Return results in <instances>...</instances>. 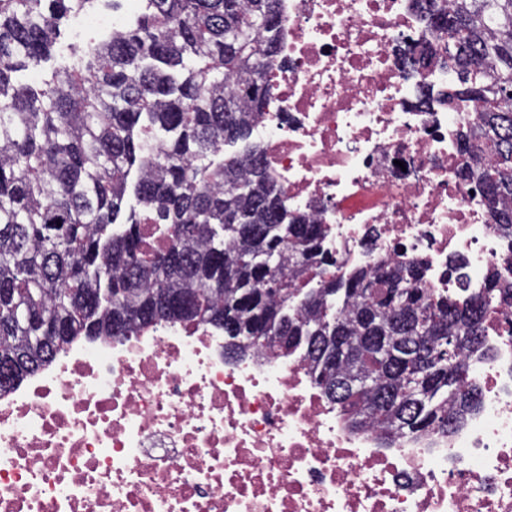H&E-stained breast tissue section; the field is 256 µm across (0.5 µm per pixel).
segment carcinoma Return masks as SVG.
I'll return each instance as SVG.
<instances>
[{
  "label": "carcinoma",
  "instance_id": "1",
  "mask_svg": "<svg viewBox=\"0 0 512 512\" xmlns=\"http://www.w3.org/2000/svg\"><path fill=\"white\" fill-rule=\"evenodd\" d=\"M102 0H0V395L84 336L169 322L224 330V357L304 351L352 430L447 431L480 399L464 351L491 300L434 295L383 264L299 288L325 230L288 212L250 138L278 54L279 0H140L127 27L47 77L60 22ZM491 216L512 228V0H428ZM150 140L158 149L146 152ZM164 225L148 254L140 225ZM370 379L365 390L357 385Z\"/></svg>",
  "mask_w": 512,
  "mask_h": 512
}]
</instances>
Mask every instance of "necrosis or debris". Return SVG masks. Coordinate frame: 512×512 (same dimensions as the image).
<instances>
[{"mask_svg": "<svg viewBox=\"0 0 512 512\" xmlns=\"http://www.w3.org/2000/svg\"><path fill=\"white\" fill-rule=\"evenodd\" d=\"M279 6L250 143L324 225L331 273L411 267L442 295L512 274V233L459 175L475 112L421 102L453 75L415 0ZM483 327L462 356L478 408L388 440L345 426L300 351L229 360L200 323L73 343L0 396V512H512V304Z\"/></svg>", "mask_w": 512, "mask_h": 512, "instance_id": "necrosis-or-debris-1", "label": "necrosis or debris"}]
</instances>
